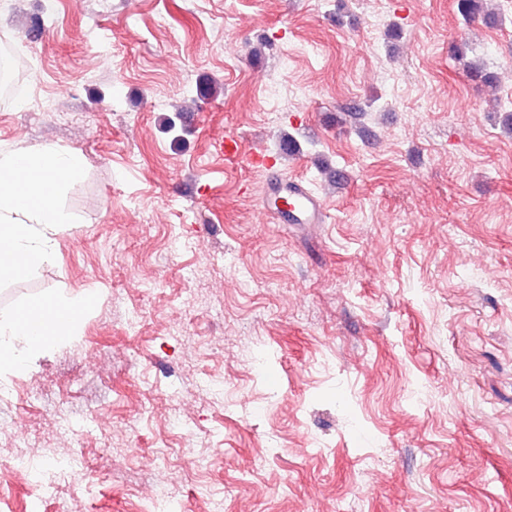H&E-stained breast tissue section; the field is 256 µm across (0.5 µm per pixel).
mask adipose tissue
<instances>
[{
  "label": "adipose tissue",
  "instance_id": "adipose-tissue-1",
  "mask_svg": "<svg viewBox=\"0 0 512 512\" xmlns=\"http://www.w3.org/2000/svg\"><path fill=\"white\" fill-rule=\"evenodd\" d=\"M82 157L45 145L0 152V278L31 273L54 258V236L73 217L58 203L61 185L79 179ZM88 296L53 292L16 314H0V373L21 374L58 337L75 333Z\"/></svg>",
  "mask_w": 512,
  "mask_h": 512
}]
</instances>
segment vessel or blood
<instances>
[{"label":"vessel or blood","mask_w":512,"mask_h":512,"mask_svg":"<svg viewBox=\"0 0 512 512\" xmlns=\"http://www.w3.org/2000/svg\"><path fill=\"white\" fill-rule=\"evenodd\" d=\"M218 148L224 156V164L235 167L250 164L253 167L269 169L275 166L274 156L265 151H246L239 135L225 133ZM264 208L273 210L279 220L293 224H320L325 219L321 197L307 188L301 181L279 177L267 186L263 196Z\"/></svg>","instance_id":"obj_1"}]
</instances>
